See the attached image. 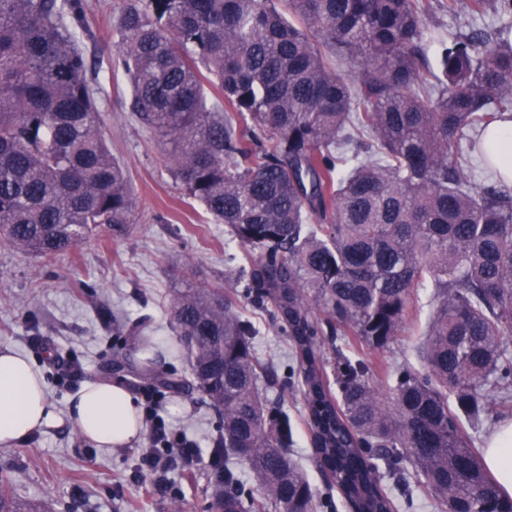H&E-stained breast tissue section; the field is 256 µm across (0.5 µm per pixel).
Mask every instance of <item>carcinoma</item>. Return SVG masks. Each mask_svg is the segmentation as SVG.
<instances>
[{
    "label": "carcinoma",
    "instance_id": "1",
    "mask_svg": "<svg viewBox=\"0 0 512 512\" xmlns=\"http://www.w3.org/2000/svg\"><path fill=\"white\" fill-rule=\"evenodd\" d=\"M123 0L115 65L138 122L172 145L185 194L246 248L237 283L292 342L328 485L349 512H395L379 469L409 464L445 512H512L461 417L512 407V185L472 183L476 132L512 115V0ZM489 17L422 45L435 8ZM83 0H0V244L41 257L130 223L126 173L100 131ZM355 65L346 79L327 61ZM433 289L418 350L384 388V352ZM324 314L319 319L315 312ZM192 375L222 420L216 512H314L269 403L258 329L220 288L172 295ZM336 348L333 395L317 337ZM233 460L261 492L245 509ZM0 477V512H20Z\"/></svg>",
    "mask_w": 512,
    "mask_h": 512
}]
</instances>
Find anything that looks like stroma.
Wrapping results in <instances>:
<instances>
[{
  "instance_id": "obj_1",
  "label": "stroma",
  "mask_w": 512,
  "mask_h": 512,
  "mask_svg": "<svg viewBox=\"0 0 512 512\" xmlns=\"http://www.w3.org/2000/svg\"><path fill=\"white\" fill-rule=\"evenodd\" d=\"M90 33L79 47L87 58V77L97 92L102 130L114 157L126 171L132 191V222L124 229L103 228L74 250L44 259L0 246V344L27 356L43 376L50 402L61 421L11 447H0V477L13 494L36 500L52 494L56 512H214L213 472L197 465L192 479L156 492L140 477L148 433L107 451L96 448L66 419L67 403L84 382L112 380L133 396L149 388V375L183 378L180 392H163L161 415L174 431L213 447L221 419L191 376L170 310L177 288H220L233 307L258 328L257 357L278 383L269 400H284L291 428L290 458L306 473L317 496V512H346L329 492L317 466L307 408L292 395V347L269 316L234 286L244 250L224 225L213 223L188 199L176 181L168 148L144 128L131 110L129 82L115 65L117 0H86ZM143 321L142 340L127 327ZM83 369L81 377L61 378L46 361L48 351ZM146 362L147 375L114 369L117 357Z\"/></svg>"
}]
</instances>
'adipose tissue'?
<instances>
[{"instance_id": "ef3b65f1", "label": "adipose tissue", "mask_w": 512, "mask_h": 512, "mask_svg": "<svg viewBox=\"0 0 512 512\" xmlns=\"http://www.w3.org/2000/svg\"><path fill=\"white\" fill-rule=\"evenodd\" d=\"M68 417L97 447L111 449L136 439L142 431L141 409L124 387L85 383L67 407ZM57 413L46 385L28 359L12 346L0 345V444L12 445L53 425ZM484 465L502 490L512 495V423L489 441Z\"/></svg>"}]
</instances>
